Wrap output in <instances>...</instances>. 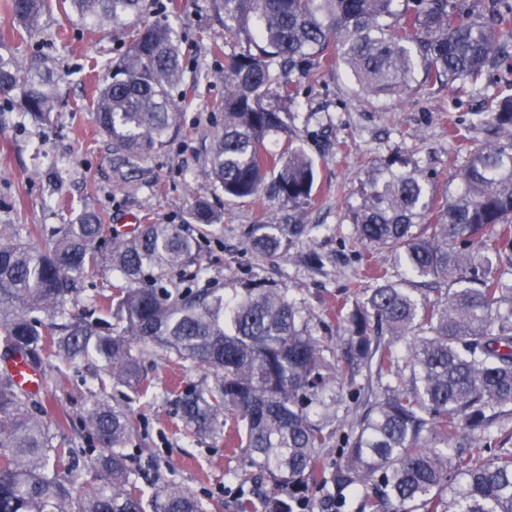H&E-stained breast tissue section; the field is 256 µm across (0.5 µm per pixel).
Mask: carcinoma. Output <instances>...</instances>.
I'll list each match as a JSON object with an SVG mask.
<instances>
[{"label": "carcinoma", "mask_w": 512, "mask_h": 512, "mask_svg": "<svg viewBox=\"0 0 512 512\" xmlns=\"http://www.w3.org/2000/svg\"><path fill=\"white\" fill-rule=\"evenodd\" d=\"M240 51L224 69V124L209 149L206 174L230 198L265 190L305 201L315 164L287 147L270 185L267 141L288 134L282 111L264 104L290 98L292 76L327 52L349 66L369 95L437 82L456 91L489 67L509 66L501 46L512 32V3L483 0H211ZM84 27L134 29L129 49L109 66L93 121L128 160L162 149L178 131L172 89L181 75L175 28L141 23L147 0H58ZM49 0H12L14 19L41 28ZM0 96L19 101L34 121L58 107L53 63L0 56ZM491 120L512 127V97L488 105ZM458 188L437 197L417 169L372 177L353 214L358 239L388 252L403 268L374 277L346 312L342 354L312 332L286 288L255 286L226 295L195 288L197 240L176 224H139L118 235L93 212L51 231L38 249L0 237V344L34 366L90 357L112 366L115 388L142 390L141 362L161 351L206 379L177 395L180 420L198 436L224 441L249 461L251 488L238 512H294L318 497L341 512H512V451L483 460L495 442L490 424L512 415V139L473 151ZM198 224H216L206 200L192 206ZM275 234L253 240L268 255ZM112 270L91 298L93 310L66 308L77 283ZM179 271V286L169 274ZM365 383H357V377ZM379 393L335 450L336 405L343 390L359 400ZM97 444L98 486L81 496L89 470L80 451L59 439L64 421L49 418L29 392L0 372V512H209L191 489L132 473L126 447L134 425L126 407L104 401L86 410ZM154 486L150 499L137 479Z\"/></svg>", "instance_id": "1"}]
</instances>
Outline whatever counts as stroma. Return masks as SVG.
<instances>
[{"instance_id": "1", "label": "stroma", "mask_w": 512, "mask_h": 512, "mask_svg": "<svg viewBox=\"0 0 512 512\" xmlns=\"http://www.w3.org/2000/svg\"><path fill=\"white\" fill-rule=\"evenodd\" d=\"M10 0H0V55L54 57L60 105L46 126L34 124L15 102L0 99V230L44 247L46 228L84 211L101 213L115 228L181 224L201 246L202 288L243 289L265 282L287 289L306 308L318 336H340V303L355 304L356 287L369 288L370 251L355 236L352 213L361 204L368 176L387 165L424 170L437 195L455 186L454 174L470 152L505 131L488 123L485 103L512 94V72L492 70L468 93L434 86L399 95L366 94L337 56H329L298 80L288 105L294 146L316 166L311 199L224 197L204 174L212 135L224 123V61L239 42L217 21L211 0H149L147 21L170 22L180 37L183 80L175 98L182 112L179 134L149 157L125 162L93 123L95 89L109 63L123 54L131 34L82 28L52 7L41 30L27 32L14 20ZM211 202L221 215L206 227L191 215L194 199ZM293 224H313L309 235L283 239L276 256L253 247L256 236ZM148 395L119 389L105 401L127 406L137 419L128 445L131 466L153 460L163 477L203 500L222 501L236 512L250 472L241 453L184 434L173 386L199 381L203 373L178 369L162 352L145 357ZM37 399L50 415H66L64 435L83 452L96 453L83 428L86 407L98 394L85 366L57 374L43 371Z\"/></svg>"}]
</instances>
